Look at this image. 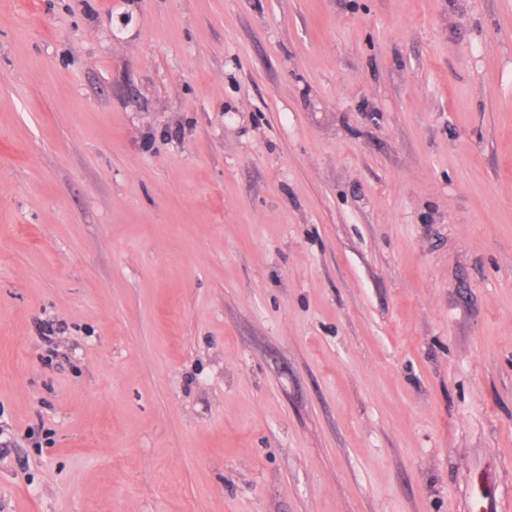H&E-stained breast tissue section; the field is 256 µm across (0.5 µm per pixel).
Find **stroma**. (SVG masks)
<instances>
[{"label":"stroma","mask_w":512,"mask_h":512,"mask_svg":"<svg viewBox=\"0 0 512 512\" xmlns=\"http://www.w3.org/2000/svg\"><path fill=\"white\" fill-rule=\"evenodd\" d=\"M0 512L512 499V0H0Z\"/></svg>","instance_id":"1"}]
</instances>
